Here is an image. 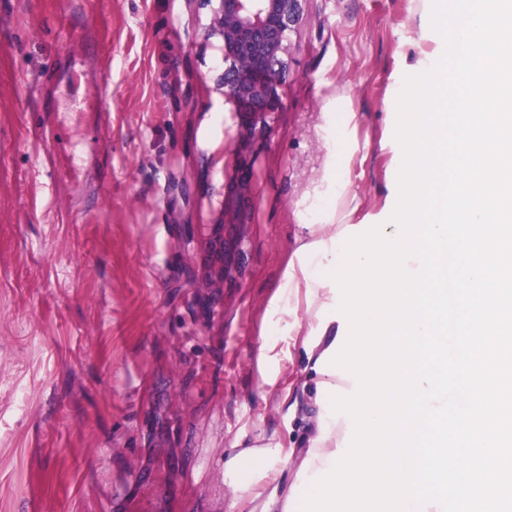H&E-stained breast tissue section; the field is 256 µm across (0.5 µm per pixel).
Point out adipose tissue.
I'll return each mask as SVG.
<instances>
[{"label": "adipose tissue", "instance_id": "adipose-tissue-1", "mask_svg": "<svg viewBox=\"0 0 512 512\" xmlns=\"http://www.w3.org/2000/svg\"><path fill=\"white\" fill-rule=\"evenodd\" d=\"M288 300V293L284 290L272 298L271 308L277 317L280 333L264 337L256 358L263 383L272 388L278 387L281 380L279 371L275 369L280 357L279 336L297 326L288 309ZM346 424V419L334 420L326 414H318L314 423L316 434L299 466L303 476L329 468L330 456L344 445ZM283 457V445L268 440L244 450L225 463L224 473L234 492L233 505L239 512H294L295 506L300 505L301 500L296 493H289L279 504L262 492L265 482L277 479Z\"/></svg>", "mask_w": 512, "mask_h": 512}]
</instances>
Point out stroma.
<instances>
[{
    "mask_svg": "<svg viewBox=\"0 0 512 512\" xmlns=\"http://www.w3.org/2000/svg\"><path fill=\"white\" fill-rule=\"evenodd\" d=\"M188 0H0V512H232L225 462L304 452L315 401L256 368L297 241L385 227L423 0H304L283 108L244 153ZM98 101L83 111L84 98ZM241 258L202 288L225 174Z\"/></svg>",
    "mask_w": 512,
    "mask_h": 512,
    "instance_id": "35a3bbf8",
    "label": "stroma"
}]
</instances>
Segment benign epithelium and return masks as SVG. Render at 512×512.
<instances>
[{"instance_id":"benign-epithelium-1","label":"benign epithelium","mask_w":512,"mask_h":512,"mask_svg":"<svg viewBox=\"0 0 512 512\" xmlns=\"http://www.w3.org/2000/svg\"><path fill=\"white\" fill-rule=\"evenodd\" d=\"M209 10L206 38L220 43L224 70L215 88L233 106L236 146L246 148L252 137L270 128L282 109L277 88L286 69L290 33L299 23L303 0H192ZM248 177L242 171L224 184L220 224L244 223ZM211 268L202 287L219 289L228 277L224 268V233L207 241Z\"/></svg>"}]
</instances>
